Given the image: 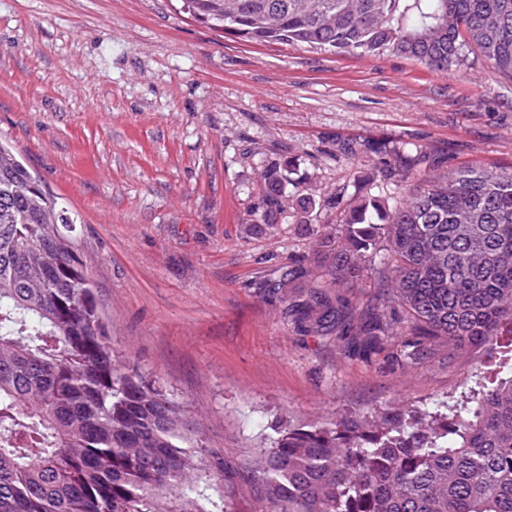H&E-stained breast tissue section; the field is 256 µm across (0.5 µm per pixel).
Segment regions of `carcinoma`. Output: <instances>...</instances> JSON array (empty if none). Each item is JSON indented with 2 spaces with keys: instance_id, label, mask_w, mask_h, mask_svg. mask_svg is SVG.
I'll return each instance as SVG.
<instances>
[{
  "instance_id": "obj_1",
  "label": "carcinoma",
  "mask_w": 512,
  "mask_h": 512,
  "mask_svg": "<svg viewBox=\"0 0 512 512\" xmlns=\"http://www.w3.org/2000/svg\"><path fill=\"white\" fill-rule=\"evenodd\" d=\"M200 23L251 42L340 54L386 51L444 72L476 47L512 80V0H181ZM347 203L260 171L254 227L304 228L310 267L261 287L306 333L368 358L390 336L420 361L438 341L479 350L471 385L431 406L288 424L242 464L259 512H512V172L434 174L406 145ZM412 184L404 196L378 184ZM336 209V223L318 224ZM78 217L0 144V512H227L224 452L184 407L112 359L75 249Z\"/></svg>"
}]
</instances>
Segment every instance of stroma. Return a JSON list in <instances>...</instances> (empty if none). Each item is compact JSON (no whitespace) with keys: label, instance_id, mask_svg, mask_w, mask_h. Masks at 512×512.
<instances>
[{"label":"stroma","instance_id":"stroma-1","mask_svg":"<svg viewBox=\"0 0 512 512\" xmlns=\"http://www.w3.org/2000/svg\"><path fill=\"white\" fill-rule=\"evenodd\" d=\"M464 54L436 72L248 42L177 0H0V140L79 215L113 359L237 461L280 421L433 402L475 367L444 342L419 363L367 361L298 332L261 283L309 240L288 220L271 234L251 222L263 164L294 160L333 194L370 168L369 141L512 171V80Z\"/></svg>","mask_w":512,"mask_h":512}]
</instances>
